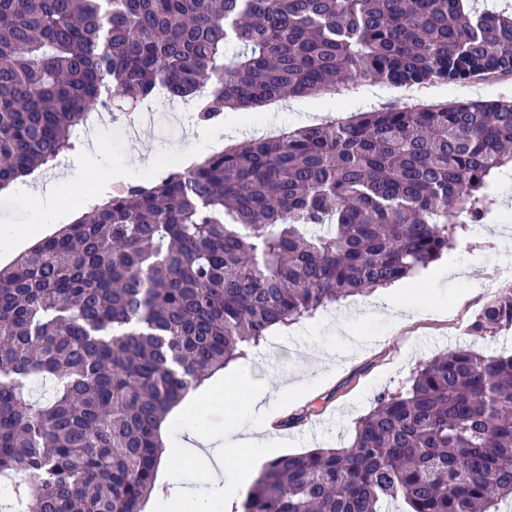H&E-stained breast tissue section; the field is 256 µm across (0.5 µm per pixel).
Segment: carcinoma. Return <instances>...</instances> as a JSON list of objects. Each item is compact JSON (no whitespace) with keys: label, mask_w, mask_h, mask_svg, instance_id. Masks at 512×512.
<instances>
[{"label":"carcinoma","mask_w":512,"mask_h":512,"mask_svg":"<svg viewBox=\"0 0 512 512\" xmlns=\"http://www.w3.org/2000/svg\"><path fill=\"white\" fill-rule=\"evenodd\" d=\"M469 0H0V188L75 147L105 94L195 120L376 79L512 74ZM512 100L404 104L251 139L106 193L0 268V512H144L160 424L268 331L388 287L486 218ZM512 328V287L469 331ZM53 385L50 400L32 384ZM499 512L512 355L467 347L380 393L346 448L283 454L231 512Z\"/></svg>","instance_id":"1"}]
</instances>
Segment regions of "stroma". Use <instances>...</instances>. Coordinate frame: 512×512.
<instances>
[{"label":"stroma","mask_w":512,"mask_h":512,"mask_svg":"<svg viewBox=\"0 0 512 512\" xmlns=\"http://www.w3.org/2000/svg\"><path fill=\"white\" fill-rule=\"evenodd\" d=\"M512 98V76L477 79L455 86L436 84L418 94L424 104H455ZM333 95L306 96L288 101H271L266 111L278 113L280 125L294 129L309 122L342 118ZM209 127L188 123L177 137L166 126H157L149 145L154 154L171 150L185 153L198 148ZM97 156L85 158L73 153L67 168L70 183L61 192L60 217L71 224L82 214L86 196H98L116 181L140 182L156 177V166H143L133 146L101 138ZM512 215V170L498 176L493 211L484 223L468 225L467 231L448 258L464 270L463 279L431 287L425 273L415 274L418 298L428 312L395 324L386 312L366 316L362 300L349 297L317 310L297 322L295 330L267 337L242 360V368L263 366L269 397L278 403L283 417L303 414L304 419L283 432L273 433L271 444L280 454H300L313 448L348 445L357 419L371 407L376 394L400 390L411 371L434 355L459 346H469L487 354H512V330L495 336H473L467 327L491 298V291L472 296L470 281L488 278L494 266H512V223L502 218ZM318 354L327 371L326 378L313 389L291 398L282 396L284 377L293 375L310 354Z\"/></svg>","instance_id":"obj_1"}]
</instances>
